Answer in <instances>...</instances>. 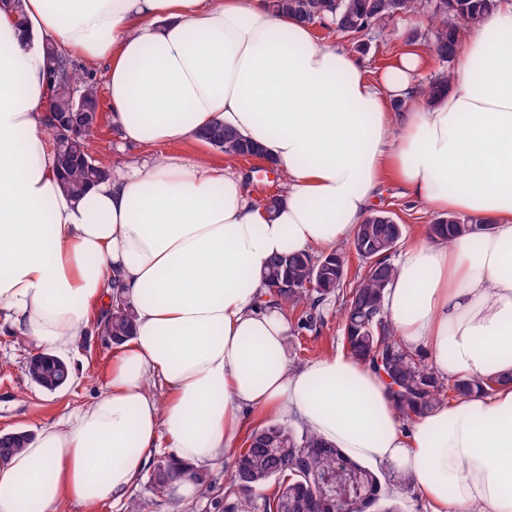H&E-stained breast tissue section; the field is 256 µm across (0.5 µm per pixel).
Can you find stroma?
I'll return each instance as SVG.
<instances>
[{"mask_svg": "<svg viewBox=\"0 0 512 512\" xmlns=\"http://www.w3.org/2000/svg\"><path fill=\"white\" fill-rule=\"evenodd\" d=\"M427 14L404 15L390 26L389 33L378 34L358 44L356 40L338 32L315 27L316 37L324 42L343 48L361 59L370 75H378L393 64L408 47L407 35L411 30H426ZM92 73L100 87L99 99L103 107V119L93 138V156L105 166L112 167L123 159L141 158L142 148L124 144L112 126V112L108 106L106 66H93ZM234 164L244 178L248 192L257 200L283 191L286 178L262 160L251 157L235 158ZM375 209L385 210L404 224L407 236H414L421 227L432 224L437 214L427 205L405 197L400 185L391 178L385 179L379 188ZM342 299L330 297L320 308L321 319L310 329L302 328L297 320H290L286 336V349L292 370L305 367L310 361L327 353L344 351L339 310ZM113 344L105 336H96L70 351L68 361L73 376L69 384L60 390L49 392L31 382L24 373L27 358L35 347L26 337L0 335V431H27L37 433L40 424L79 408L102 388ZM212 490L208 495L188 498L170 492H159L148 478H141L131 496L139 504L140 512H229L238 498L237 489L229 480V471L216 466L208 471Z\"/></svg>", "mask_w": 512, "mask_h": 512, "instance_id": "1", "label": "stroma"}]
</instances>
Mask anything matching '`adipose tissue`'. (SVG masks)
Masks as SVG:
<instances>
[{"mask_svg":"<svg viewBox=\"0 0 512 512\" xmlns=\"http://www.w3.org/2000/svg\"><path fill=\"white\" fill-rule=\"evenodd\" d=\"M48 41L105 63L123 142L181 147L221 123L259 143L287 176L277 211L233 163L200 155L124 161L65 193L44 127ZM424 59L408 52L371 78L267 0L0 8V330L62 357L103 325L113 294L136 313L101 391L0 462V512H95L131 493L155 448L212 467L266 414L411 476L428 512H512V383L405 422L368 362L334 353L293 371L287 316L258 304L272 256L351 240L390 177L487 225L450 245L409 242L385 294L394 335L446 380L512 372V0L467 26L431 107Z\"/></svg>","mask_w":512,"mask_h":512,"instance_id":"obj_1","label":"adipose tissue"}]
</instances>
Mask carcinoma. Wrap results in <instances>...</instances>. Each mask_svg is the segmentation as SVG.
<instances>
[{"label": "carcinoma", "mask_w": 512, "mask_h": 512, "mask_svg": "<svg viewBox=\"0 0 512 512\" xmlns=\"http://www.w3.org/2000/svg\"><path fill=\"white\" fill-rule=\"evenodd\" d=\"M276 13L292 15L308 24L319 23L352 38L382 33L400 15L428 14L430 30H414L408 41L429 48L442 62L453 60L463 26L481 22L498 7V0H269ZM53 69L48 73L50 115L47 134L53 142L56 171L64 190L74 196L107 177L110 169L96 163L91 140L98 128L100 101L95 78L78 68L61 48L49 44ZM448 70L423 87V104L432 106L448 90ZM199 138L230 157H262L263 148L221 124L199 132ZM488 228L475 216L450 214L429 225L431 237L444 243ZM405 227L389 212L370 213L359 225L348 247L325 255L293 253L274 257L263 280L277 305L310 327L320 305L342 293L345 301L340 320L347 350L390 378L394 406L403 419L422 417L450 399L512 383V374L485 380L457 379L451 383L437 377L417 355L406 350L393 334L385 309L386 288L396 266L390 254L403 238ZM359 260L363 272L347 282L351 258ZM316 281V287L308 284ZM349 288L342 289L344 284ZM106 326L112 342L120 344L133 336L134 311L118 296L112 297ZM64 360L42 353L31 355L25 375L48 391L61 387L59 365ZM31 434L0 441V460L19 452ZM359 475L358 491L339 499L320 487L325 480L337 488L350 474ZM231 479L241 493L236 512H400L393 506L379 507L386 500L381 481L370 468L345 456L322 438L306 431L297 433L277 422L257 426L247 434L244 447L232 457ZM191 478L200 494L211 491L204 473L180 467L165 457L157 458L150 473L153 487L169 490L176 482ZM274 485L272 492L256 501L255 490Z\"/></svg>", "instance_id": "obj_1"}]
</instances>
